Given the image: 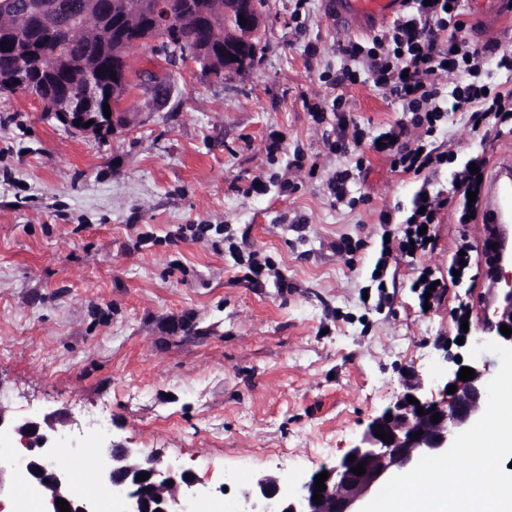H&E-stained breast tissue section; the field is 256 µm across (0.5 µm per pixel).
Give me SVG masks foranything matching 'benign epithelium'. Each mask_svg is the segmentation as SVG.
<instances>
[{
  "mask_svg": "<svg viewBox=\"0 0 512 512\" xmlns=\"http://www.w3.org/2000/svg\"><path fill=\"white\" fill-rule=\"evenodd\" d=\"M44 3L28 0L19 6L16 0H0V23L11 20L23 26L38 14ZM245 22H240V18ZM79 19H92L96 28L87 39L112 45V84L107 93L110 116L102 112H60V119L74 132L99 135L127 124L126 103L134 97L153 99L162 87L161 71L150 68L131 75L128 50L131 46L155 36L165 44L168 60L180 62L209 78L213 72L224 73L228 79L244 73L256 55L254 37L265 22L264 10L257 0H224V9L210 8V0H189L183 10L173 8V0H83ZM193 23L203 28L208 39L188 48L184 44V27ZM64 56L60 50L39 55L38 70L53 75ZM90 126H85V123ZM512 329V288L501 289L495 320L482 331L494 340L512 346V335L504 336L501 325ZM455 368L448 373L446 385L456 386L452 394L437 401L428 397L429 378L416 371L404 386L403 392L387 409L374 418L354 446L340 460L325 465L318 473L328 472L326 489L320 492L321 502L313 501L315 477L288 489V480L273 474L255 477L241 491L240 512H360L363 502L392 476L405 473L424 455L444 452L456 434L472 425L483 413L487 402L488 372L476 362L468 364L453 357H444ZM475 371L469 381L459 379L462 367ZM412 396L418 403H410ZM425 415L417 414V407ZM441 420L433 422L434 415ZM392 436L385 442L374 431ZM15 433L21 437L25 479L41 503V512H60L57 500L68 502L71 512H94L93 503L83 498L74 487L70 471L54 460L50 434L31 419H12L0 409V433ZM420 433L418 439L412 435ZM355 460L348 461V456ZM364 463L365 474L358 476L351 468ZM41 474H35V471ZM150 477L139 481L137 475ZM16 469L9 457H0V494L13 488ZM187 472L159 456L141 458L140 451L114 442H102L96 448L94 477L100 489L120 501L121 512H188L190 502H202L194 490L195 480L185 478Z\"/></svg>",
  "mask_w": 512,
  "mask_h": 512,
  "instance_id": "benign-epithelium-1",
  "label": "benign epithelium"
}]
</instances>
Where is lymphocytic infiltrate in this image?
I'll return each mask as SVG.
<instances>
[{"label": "lymphocytic infiltrate", "mask_w": 512, "mask_h": 512, "mask_svg": "<svg viewBox=\"0 0 512 512\" xmlns=\"http://www.w3.org/2000/svg\"><path fill=\"white\" fill-rule=\"evenodd\" d=\"M465 0H408V9L371 38L369 45L350 40L339 44L342 65L331 84L349 86L367 81L398 99L406 114L380 134L379 154L389 158L393 171L428 179L439 167L453 164L454 152L426 149L424 137L433 136L449 113L466 116L474 137L486 140L491 132L512 123V89L491 86L484 79L488 50L471 41L467 33ZM451 76V87L442 79ZM451 100L450 109L440 105ZM423 139H412V130ZM471 166L486 169L485 152L471 157ZM471 166L456 168L452 196L420 190L412 211L401 223L395 243L382 245L380 264H388L392 254L413 259L429 248L422 227L438 223L447 206H454L458 218H477L479 208L469 202V192L481 193Z\"/></svg>", "instance_id": "f902f5d3"}]
</instances>
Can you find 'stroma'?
Here are the masks:
<instances>
[{
    "label": "stroma",
    "mask_w": 512,
    "mask_h": 512,
    "mask_svg": "<svg viewBox=\"0 0 512 512\" xmlns=\"http://www.w3.org/2000/svg\"><path fill=\"white\" fill-rule=\"evenodd\" d=\"M295 5L266 0L245 75L168 68L159 100L113 132L76 133L32 96L0 91V407L66 420L77 446L109 438L162 455L218 501H239L242 481L226 480L239 466L299 483L339 460L408 370L432 372L438 396L444 351L468 357L485 323L484 283L448 288L427 311L411 288L417 266L447 272L460 232L481 247V221L444 211L432 251L372 280L382 236L421 186L449 190L451 169L425 184L368 149L366 175L336 200L328 181L355 160L329 148L323 76L339 67L338 43L362 33L336 20V0H307L298 29ZM467 21L475 41L512 55V0L494 21ZM344 94L365 140L403 117L373 84ZM343 236L355 247L340 254ZM97 416L105 435L90 428Z\"/></svg>",
    "instance_id": "1"
}]
</instances>
